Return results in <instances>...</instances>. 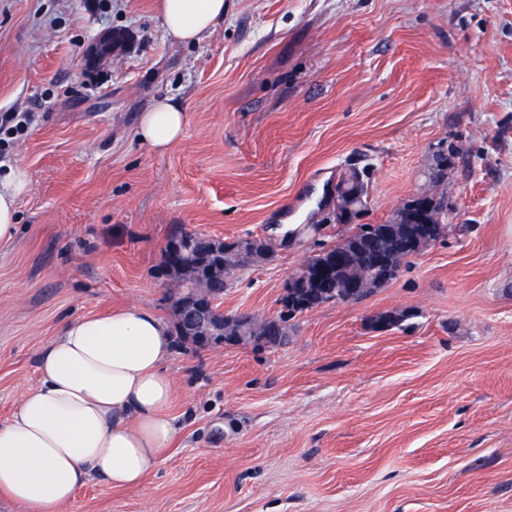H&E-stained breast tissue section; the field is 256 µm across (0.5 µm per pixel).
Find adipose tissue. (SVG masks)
<instances>
[{
	"instance_id": "adipose-tissue-1",
	"label": "adipose tissue",
	"mask_w": 512,
	"mask_h": 512,
	"mask_svg": "<svg viewBox=\"0 0 512 512\" xmlns=\"http://www.w3.org/2000/svg\"><path fill=\"white\" fill-rule=\"evenodd\" d=\"M173 39L192 43L224 18V0H157ZM185 113L170 99L143 112L139 137L156 150L178 140ZM31 189L22 166L0 167V244L19 232L18 202ZM173 338L149 309L129 305L68 318L38 356L39 381L0 423V493L27 512H59L90 477L143 485L178 427L165 368Z\"/></svg>"
}]
</instances>
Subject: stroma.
Listing matches in <instances>:
<instances>
[{
	"instance_id": "obj_1",
	"label": "stroma",
	"mask_w": 512,
	"mask_h": 512,
	"mask_svg": "<svg viewBox=\"0 0 512 512\" xmlns=\"http://www.w3.org/2000/svg\"><path fill=\"white\" fill-rule=\"evenodd\" d=\"M108 29L127 41L87 74ZM160 97L186 113L162 152L138 135ZM2 112L34 122L0 152L33 179L0 245V422L67 317L135 304L172 324L175 229L266 240L221 308L276 319L353 230L342 173L363 172L359 221L381 224L448 168L455 232L375 294L288 318L282 344H174L165 459L60 512H512V0H225L191 44L154 0H0Z\"/></svg>"
}]
</instances>
